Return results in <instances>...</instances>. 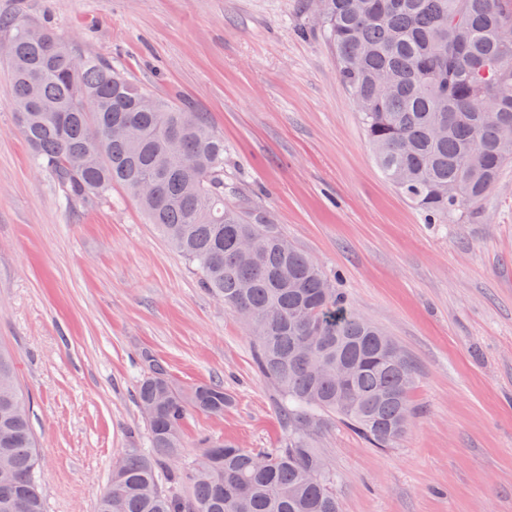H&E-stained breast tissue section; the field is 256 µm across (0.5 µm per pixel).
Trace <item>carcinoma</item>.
Masks as SVG:
<instances>
[{
	"mask_svg": "<svg viewBox=\"0 0 512 512\" xmlns=\"http://www.w3.org/2000/svg\"><path fill=\"white\" fill-rule=\"evenodd\" d=\"M321 20L384 177L430 224L478 209L512 163V44L500 38L512 0H328ZM6 24L9 105L59 198L92 206L122 186L245 317L285 423L278 448L206 437L185 467L187 415H221L230 398L221 384L182 389L147 358L136 387L147 447L116 459L96 512H339L336 475L313 448L323 418L394 447L416 412L411 361L277 225L234 202L224 137L204 113L156 98L49 26L22 15ZM39 461L1 349L0 512H44Z\"/></svg>",
	"mask_w": 512,
	"mask_h": 512,
	"instance_id": "cac0c4a2",
	"label": "carcinoma"
}]
</instances>
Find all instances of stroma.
<instances>
[{"label":"stroma","mask_w":512,"mask_h":512,"mask_svg":"<svg viewBox=\"0 0 512 512\" xmlns=\"http://www.w3.org/2000/svg\"><path fill=\"white\" fill-rule=\"evenodd\" d=\"M111 61L154 96L205 113L243 205L334 279L414 364L417 414L395 447L335 417L315 446L341 512H512V166L477 213L426 223L385 179L314 0H0ZM0 59V347L40 446L45 512H95L114 458L146 439L143 356L188 388L223 384L200 436L284 437L253 338L121 187L63 205L7 105Z\"/></svg>","instance_id":"1"}]
</instances>
